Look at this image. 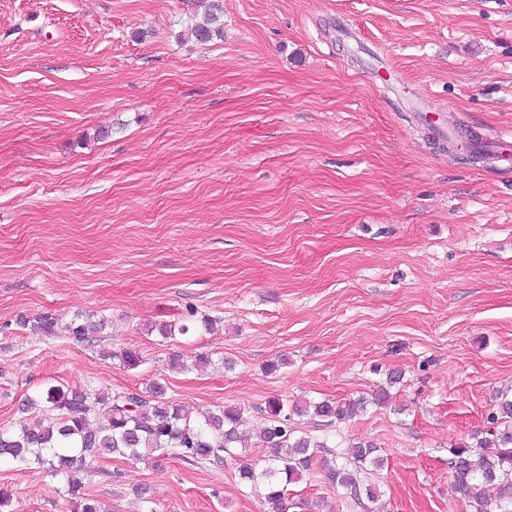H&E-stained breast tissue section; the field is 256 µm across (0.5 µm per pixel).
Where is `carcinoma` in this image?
Segmentation results:
<instances>
[{
	"mask_svg": "<svg viewBox=\"0 0 512 512\" xmlns=\"http://www.w3.org/2000/svg\"><path fill=\"white\" fill-rule=\"evenodd\" d=\"M224 0H207L205 19L188 24L185 35L199 43L223 37ZM36 322L44 336L56 334L57 318L42 313L34 318L19 317V324ZM217 319L203 315L190 324H161L159 336L172 339L191 332L209 333ZM98 325L90 318L77 317L68 325L70 335L83 341L95 333ZM162 387L153 384L146 392L105 393L86 387L47 385L27 400V407L41 413L14 428H0V458L45 477L63 480L64 491L80 497L79 512H102L98 500L81 496V475L90 458L118 454L141 462L154 461L158 455L174 451L184 462L194 465L222 466L237 460V448L245 447L238 434L240 411L218 406L195 415L181 406L161 400ZM359 399L339 408L330 401L303 402L285 409L277 398L268 402L269 423L261 441L269 449L267 465L256 472L253 464L241 462L240 478L263 489L275 512H288L284 502L288 484L309 469L314 451L332 453L324 442L296 434L288 426L292 413H308L329 421L342 420L354 407H364ZM493 428L476 443H459L448 449L449 468L456 489L469 496L479 486H491L495 494L476 498L477 512H512V398L501 397L497 413L488 418ZM376 446L352 443L336 454L340 462L326 468L328 481L342 487L364 512H380L374 507L379 494L361 489L357 473L378 468L383 459L375 455Z\"/></svg>",
	"mask_w": 512,
	"mask_h": 512,
	"instance_id": "1",
	"label": "carcinoma"
}]
</instances>
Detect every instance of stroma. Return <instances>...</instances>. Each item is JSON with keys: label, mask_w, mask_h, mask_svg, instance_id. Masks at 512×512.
Here are the masks:
<instances>
[{"label": "stroma", "mask_w": 512, "mask_h": 512, "mask_svg": "<svg viewBox=\"0 0 512 512\" xmlns=\"http://www.w3.org/2000/svg\"><path fill=\"white\" fill-rule=\"evenodd\" d=\"M198 9L0 0V427L47 382H155L192 411L240 408L262 468L269 400L364 397L333 426L289 425L377 446L361 481L387 512H476L448 450L512 396V166L466 142L512 137V0H224L205 44L183 35ZM342 23L458 126L453 148L353 61ZM47 311L55 336L16 324ZM196 312L216 330L151 331ZM79 315L104 320L93 340L71 338ZM200 353L207 368L169 366ZM82 482L107 512H273L232 460L117 456ZM0 489V512H77L8 461ZM288 491L304 512H362L317 461Z\"/></svg>", "instance_id": "obj_1"}]
</instances>
